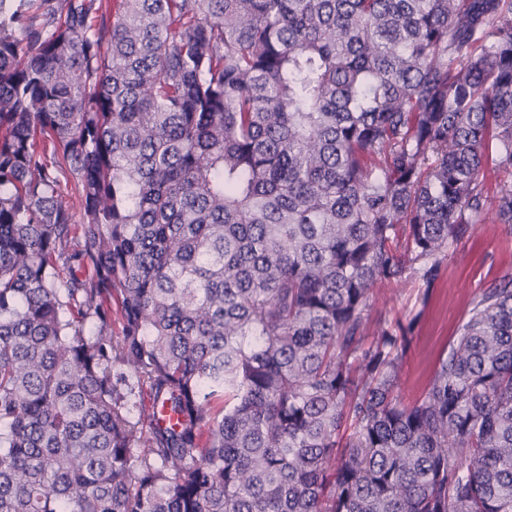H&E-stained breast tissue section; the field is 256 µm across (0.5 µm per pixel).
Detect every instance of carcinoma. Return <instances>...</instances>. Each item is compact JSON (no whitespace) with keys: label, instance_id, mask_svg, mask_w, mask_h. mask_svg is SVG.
Returning a JSON list of instances; mask_svg holds the SVG:
<instances>
[{"label":"carcinoma","instance_id":"obj_1","mask_svg":"<svg viewBox=\"0 0 512 512\" xmlns=\"http://www.w3.org/2000/svg\"><path fill=\"white\" fill-rule=\"evenodd\" d=\"M491 164L512 0H0V512H512V275L363 335Z\"/></svg>","mask_w":512,"mask_h":512}]
</instances>
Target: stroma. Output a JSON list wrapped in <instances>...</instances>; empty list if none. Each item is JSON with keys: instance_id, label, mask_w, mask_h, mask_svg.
Here are the masks:
<instances>
[{"instance_id": "stroma-1", "label": "stroma", "mask_w": 512, "mask_h": 512, "mask_svg": "<svg viewBox=\"0 0 512 512\" xmlns=\"http://www.w3.org/2000/svg\"><path fill=\"white\" fill-rule=\"evenodd\" d=\"M510 274L512 234L501 225L486 223L478 225L469 242L450 251L431 286L410 278L398 286L374 290L368 301L370 323L402 321L411 326L400 372L399 393L404 402L423 393L474 300Z\"/></svg>"}]
</instances>
